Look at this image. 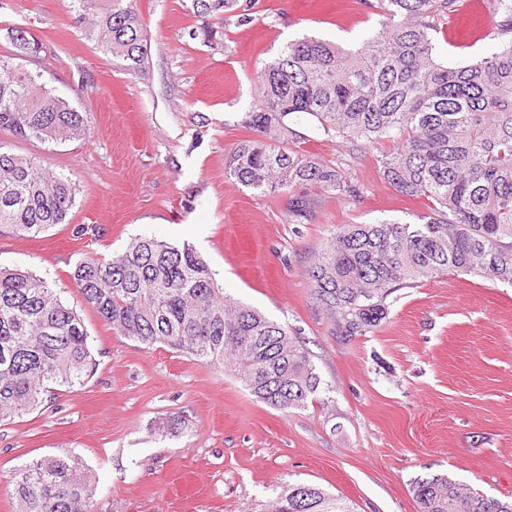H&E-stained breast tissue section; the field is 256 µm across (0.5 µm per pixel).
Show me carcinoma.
Returning <instances> with one entry per match:
<instances>
[{
	"mask_svg": "<svg viewBox=\"0 0 512 512\" xmlns=\"http://www.w3.org/2000/svg\"><path fill=\"white\" fill-rule=\"evenodd\" d=\"M199 15L240 0H191ZM380 27L356 50L315 37L285 44L259 71L260 100L225 173L255 194L287 192L288 217L313 216L311 192L355 198L343 171L273 145L305 115L323 131L378 150L383 178L420 197L428 213L405 222L342 224L310 268L312 295L346 336H363L385 315L388 297L421 279L453 272L512 284V0H488L494 52L452 66L437 60L434 34L459 0H379ZM81 33L137 73L148 42L132 0H70ZM0 57V131L43 143L86 138L91 116L23 66L42 51L26 28H7ZM72 180L0 142V232L36 238L66 222ZM85 303L122 335L164 344L200 362L235 367L260 399L302 410L321 379L284 326L224 300L205 259L187 243L136 238L105 259L80 258L71 273ZM80 314L31 271L0 268V422L42 405L60 387L96 371ZM19 512H93L94 481L72 454L36 460L11 478ZM419 512H512V500L465 493L441 474L414 482ZM275 512H352L309 484L288 486Z\"/></svg>",
	"mask_w": 512,
	"mask_h": 512,
	"instance_id": "1",
	"label": "carcinoma"
}]
</instances>
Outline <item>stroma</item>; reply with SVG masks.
I'll list each match as a JSON object with an SVG mask.
<instances>
[{
    "label": "stroma",
    "instance_id": "1",
    "mask_svg": "<svg viewBox=\"0 0 512 512\" xmlns=\"http://www.w3.org/2000/svg\"><path fill=\"white\" fill-rule=\"evenodd\" d=\"M483 0H464L438 56L461 64L490 53ZM148 39L138 73L78 31L68 0H0L4 30L23 25L44 45L29 62L90 113L88 138L58 145L11 139L76 185L69 221L29 239L0 235V266L46 279L84 321L98 363L30 413L0 423V512H15L10 476L71 452L95 481V512H271L282 487L305 483L353 512H417L416 479L445 474L512 498V285L448 273L387 299L363 336L336 333L313 301L309 270L340 224L404 221L423 199L395 191L372 146L300 118L283 145L338 166L357 198L317 194L313 218L288 221V195H257L225 174L252 132L257 72L288 41L348 47L383 12L360 0H252L238 14H194L191 0H135ZM85 235H77V228ZM153 235L192 245L232 301L284 325L308 348L322 384L300 411L257 397L233 371L116 333L69 278L90 254L112 257Z\"/></svg>",
    "mask_w": 512,
    "mask_h": 512
}]
</instances>
